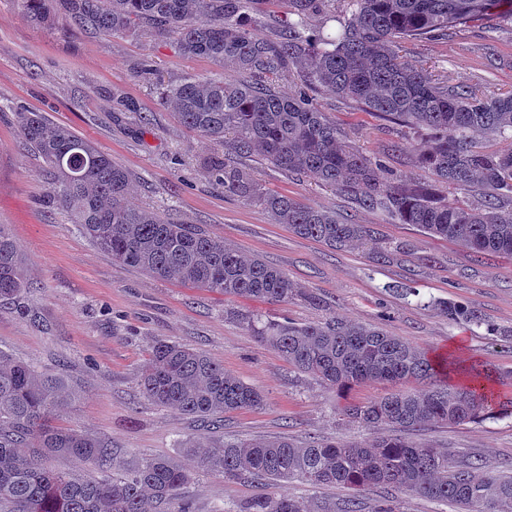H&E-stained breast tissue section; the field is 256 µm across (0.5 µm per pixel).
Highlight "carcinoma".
Returning a JSON list of instances; mask_svg holds the SVG:
<instances>
[{
  "instance_id": "cac0c4a2",
  "label": "carcinoma",
  "mask_w": 512,
  "mask_h": 512,
  "mask_svg": "<svg viewBox=\"0 0 512 512\" xmlns=\"http://www.w3.org/2000/svg\"><path fill=\"white\" fill-rule=\"evenodd\" d=\"M17 2L37 24L62 12L75 25L107 35L148 25L173 40L184 56L233 68L240 78H188L163 89V97L185 125L218 143L229 139L240 156L310 175L362 209L392 223L413 224L475 254L512 256V152L484 145L512 138V91L450 85L405 65L399 55L406 41L445 35L496 14L512 20V0H344L346 17L333 33L306 28L309 17L331 12L333 0H285V20L269 37L257 33L266 0ZM292 68L316 90L426 132L418 162L434 183L380 176L381 160L359 152L313 98L274 92L272 79ZM16 124L21 144L33 149L52 175L53 200L75 206L73 223L112 260L228 297L286 302L305 294L284 271L242 255L223 239L128 205V172L68 127L38 112L17 113ZM209 170L225 193L260 203L275 223L299 236L335 248L375 241L372 225L270 193L243 168L215 159ZM475 187L482 190L478 203L444 195ZM29 287L20 248L8 225L0 224V307L20 306ZM435 306L450 321L485 324L476 311L451 299ZM244 320L290 366L326 385L394 386L383 397L344 409L349 421L363 427L414 431L474 421L496 408L491 369L435 360L381 327L335 314L307 325ZM487 330L512 337V329L489 324ZM451 372L467 375L469 382L448 386L442 378ZM140 382L154 404L201 421L262 404L259 391L225 372L224 365L175 343L154 347ZM72 398L63 379L0 352V512H192L185 496L192 474L179 462L155 457L125 470L107 440L54 425ZM49 455L79 458L96 475L56 471L46 464ZM450 456L447 448L390 436L370 444L216 438L207 444L200 467L228 478L408 491L460 512H512V474L490 473L478 460L453 464ZM242 512L308 509L283 496L257 499Z\"/></svg>"
}]
</instances>
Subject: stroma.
Returning <instances> with one entry per match:
<instances>
[{
  "mask_svg": "<svg viewBox=\"0 0 512 512\" xmlns=\"http://www.w3.org/2000/svg\"><path fill=\"white\" fill-rule=\"evenodd\" d=\"M400 55L454 85L489 82L512 90V23L499 18L405 43ZM234 75L231 67L183 56L147 26L106 36L75 26L61 12L38 25L16 0H0V224L18 243L32 283L25 311L0 308V351L65 378L75 397L57 425L110 440L125 467L153 456L186 465V442L201 436L373 439V432L348 421L343 408L380 398L391 385L372 382L339 392L290 367L243 322L255 316L303 325L334 313L382 327L432 357L492 369L499 411L476 422L425 426L408 437L452 449L460 461L479 458L495 473L511 468L512 345L487 327H512V257L480 256L414 225L386 223L377 213L357 210L344 193L256 157L234 163L268 191L374 225L379 244L401 246V254L381 264L368 247L330 248L274 223L260 204L225 195L205 163L227 154L228 145L184 127L161 92L191 76ZM313 96L351 143L380 159L386 172L432 181L418 164L423 135L373 117L356 102L318 90ZM20 109L42 113L109 154L129 172L136 206L259 256L287 273L305 296L285 302L235 299L113 261L72 224L67 209L48 204L45 166L19 143ZM401 283L413 295L393 293ZM448 298L477 311L484 325L449 321L435 307ZM160 342L189 346L222 363L261 391L263 407L225 414L208 426L152 404L142 393L140 374ZM284 494L304 499L310 512H339L351 499L363 512L384 501L393 512H455L453 505L409 492L340 491L202 473L186 490L193 512H240L254 498Z\"/></svg>",
  "mask_w": 512,
  "mask_h": 512,
  "instance_id": "stroma-1",
  "label": "stroma"
}]
</instances>
